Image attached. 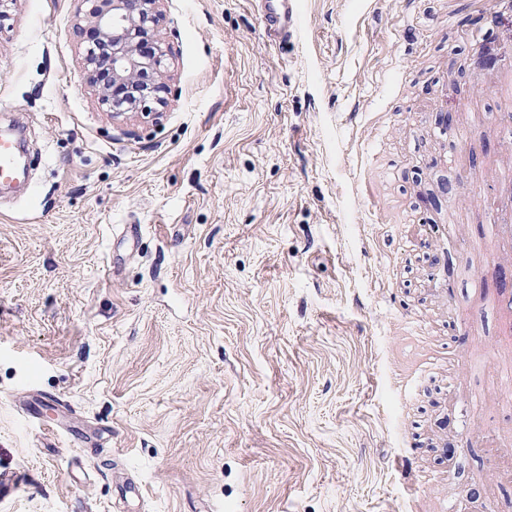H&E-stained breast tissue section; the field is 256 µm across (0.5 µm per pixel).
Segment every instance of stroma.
Listing matches in <instances>:
<instances>
[{
    "mask_svg": "<svg viewBox=\"0 0 512 512\" xmlns=\"http://www.w3.org/2000/svg\"><path fill=\"white\" fill-rule=\"evenodd\" d=\"M475 2L297 0L282 39L257 0H160L167 104L115 119L85 0H6L0 133L30 181L0 195V512H438L410 465L458 512H512V394L447 352L493 288L471 272L512 10ZM442 86L476 132L463 173Z\"/></svg>",
    "mask_w": 512,
    "mask_h": 512,
    "instance_id": "obj_1",
    "label": "stroma"
}]
</instances>
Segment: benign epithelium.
<instances>
[{"label":"benign epithelium","mask_w":512,"mask_h":512,"mask_svg":"<svg viewBox=\"0 0 512 512\" xmlns=\"http://www.w3.org/2000/svg\"><path fill=\"white\" fill-rule=\"evenodd\" d=\"M77 32L92 41L85 70L99 104L116 117L165 103L168 46L159 30L160 0H92Z\"/></svg>","instance_id":"obj_1"}]
</instances>
